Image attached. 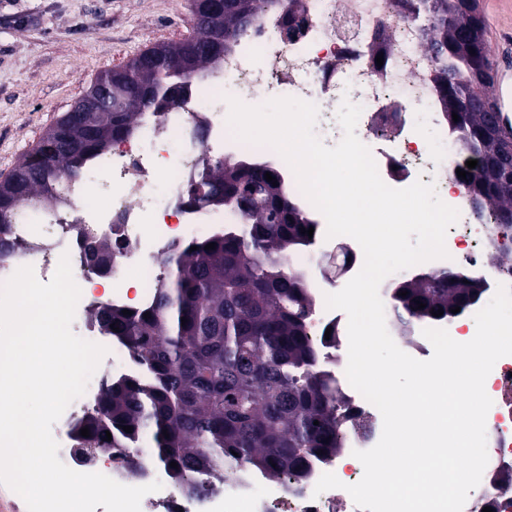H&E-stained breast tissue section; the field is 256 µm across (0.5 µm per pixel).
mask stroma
<instances>
[{"instance_id":"stroma-1","label":"stroma","mask_w":512,"mask_h":512,"mask_svg":"<svg viewBox=\"0 0 512 512\" xmlns=\"http://www.w3.org/2000/svg\"><path fill=\"white\" fill-rule=\"evenodd\" d=\"M512 68V0H478ZM191 0H0V180L101 74L192 35Z\"/></svg>"}]
</instances>
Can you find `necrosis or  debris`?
<instances>
[{
    "label": "necrosis or debris",
    "instance_id": "obj_1",
    "mask_svg": "<svg viewBox=\"0 0 512 512\" xmlns=\"http://www.w3.org/2000/svg\"><path fill=\"white\" fill-rule=\"evenodd\" d=\"M296 11L297 28L289 33L279 7L267 5L246 33L231 41L223 62L193 83L187 102L172 106L160 118L144 113L131 137L92 161L85 175L64 180L63 204L28 209L17 225V233L29 247L0 260V284L26 265L33 267L40 281L49 282L61 256H68L81 290L74 322L81 326L86 340L108 349L96 378L109 372L127 375L138 365L126 346L87 323V311L101 304L150 305L161 257L169 246L238 226V217L232 212L183 207L184 181L195 169L200 153L224 159L251 156L266 162L280 174L289 196L303 209L311 207L277 151L237 139L226 121L230 95L249 105L262 104L271 97H294L314 103L322 112L346 99L361 105L359 121L363 124L382 102H397L399 110L389 126L387 146L372 152L382 180L396 189L420 179L447 186V203L459 210L458 222L463 228L462 234L446 237L447 258L427 262V269L440 271L461 263L471 275L485 278L488 293H496L502 284L512 286V275L486 273L483 255L495 243L492 229L467 192L454 185L463 159L455 132L440 114L434 60L424 50L425 13L398 15L394 0H346L342 9L337 8L336 0H299ZM373 44L381 47V55L371 54ZM423 115L441 144L440 152L432 157L421 150L419 118ZM79 229L88 238L109 236L120 244L112 257V272L104 279L106 291H99L103 278L84 259L75 235ZM297 263L314 299L313 326H336V344L320 348L319 361L360 414L356 423L344 426L338 457L311 460L301 478H272L244 466L233 481L197 496H185L167 487L165 470L152 464L150 449L142 447L136 458L146 466L147 474L139 478V485L159 481L163 487L144 496L141 512H334L335 490L315 491L320 477L330 472L349 485L360 475L362 464L355 453L377 444L382 417L346 377L348 318L345 312L325 306L326 294L336 290V279L321 274L312 257H298ZM485 389L493 401L486 417L489 461L480 494L467 500L463 512H482L487 506L493 512H512V494L496 488L499 478L512 472V355L497 361ZM97 394L95 386H87L77 404L69 405L62 414V431L56 437L58 456L75 471L99 472L129 484L128 469L115 459L113 449H103L94 461H80L65 432L77 416L78 406Z\"/></svg>",
    "mask_w": 512,
    "mask_h": 512
}]
</instances>
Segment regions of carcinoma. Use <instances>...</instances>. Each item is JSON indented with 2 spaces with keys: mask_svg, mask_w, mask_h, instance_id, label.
I'll return each mask as SVG.
<instances>
[{
  "mask_svg": "<svg viewBox=\"0 0 512 512\" xmlns=\"http://www.w3.org/2000/svg\"><path fill=\"white\" fill-rule=\"evenodd\" d=\"M242 3L210 27L204 25L210 0H194V43L155 45L97 77L91 87L104 93L103 104L94 112L66 113L18 160L0 181L1 259L27 248L13 231L24 208L60 203L61 180L83 174L131 135L140 113L160 117L186 100L192 81L221 63L257 7V0ZM424 4L427 50L439 62L434 81L446 119L462 152L477 161L473 169L463 167L461 184L511 239L512 153L503 147L495 114L472 106L491 101V61L477 0H458L451 12L448 0ZM267 172L275 182L265 179ZM194 184L200 188L195 208H229L245 230L168 247L152 305L130 315L109 304L90 309L91 323L128 347L142 374L105 379L69 431L75 452L88 456L112 446L124 449L127 459L142 438H150L153 462L190 496L241 465L301 477L311 460L337 454L340 426L351 417L332 375L318 366L308 334L314 301L306 281L285 264L295 248L313 244L300 228L316 222L264 162L204 153L184 189ZM209 243L216 248L205 249ZM473 287V278L460 270L418 274L392 288L394 313L407 326L444 321L455 307L468 311L464 297ZM418 301L426 307L417 308ZM440 308L443 315L434 316ZM85 427L88 437L80 435Z\"/></svg>",
  "mask_w": 512,
  "mask_h": 512,
  "instance_id": "carcinoma-1",
  "label": "carcinoma"
}]
</instances>
